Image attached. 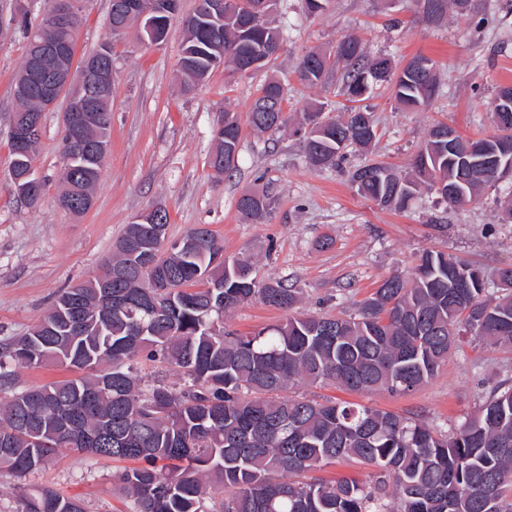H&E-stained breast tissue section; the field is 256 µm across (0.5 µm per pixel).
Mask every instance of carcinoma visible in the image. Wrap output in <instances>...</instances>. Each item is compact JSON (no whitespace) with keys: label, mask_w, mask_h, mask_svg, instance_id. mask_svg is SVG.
Returning a JSON list of instances; mask_svg holds the SVG:
<instances>
[{"label":"carcinoma","mask_w":512,"mask_h":512,"mask_svg":"<svg viewBox=\"0 0 512 512\" xmlns=\"http://www.w3.org/2000/svg\"><path fill=\"white\" fill-rule=\"evenodd\" d=\"M234 21L186 15L179 80L191 91L215 68L237 71L244 57L282 46L276 16L245 27L249 0H228ZM453 8L460 18L478 13L476 0H444L423 19L441 25ZM80 14L67 31L25 20V39L42 37L75 48ZM355 36L332 51L310 50L298 65L300 81L325 83L343 68L341 89L352 106L336 116L322 108L297 117L306 158L314 167L334 165L345 150L366 148L378 136L363 105L372 86H393L404 108H424L437 92L435 62L413 56L397 71L380 68ZM284 89L268 81L248 113L258 131L288 122ZM494 130L474 139L440 140L433 126L408 170L373 162L350 173L357 193L381 208L408 210L421 188L450 207L475 201L493 187L495 171L512 163V106L492 109ZM216 153L229 160L239 149L241 126L232 112L215 131ZM98 179L75 181L64 170L58 199L83 204ZM242 217L262 224L269 193L246 190ZM155 225L128 224L112 266L138 272L136 242ZM192 232L196 251H160L154 268L135 277H112L105 289L89 280L63 292L26 336L0 341V390L14 383L18 367L56 364L80 376L17 391L0 400V469L20 476L43 468L61 449H92L95 457L131 461L115 473L126 512H512V385H500L453 431L419 419L349 402L288 398L290 385L334 384L346 390L407 395L448 361L461 338L475 336L512 346V267L502 269L501 295L486 299L478 267L443 252L425 250L404 274L385 279L348 317L298 312L282 323L241 335L224 327V315L252 298L284 311L299 291L284 282L258 283L248 258L224 257V244L205 224ZM166 300L159 316L149 295ZM144 357L177 368L176 389L144 386L133 363ZM373 468L375 482L354 478L300 482L295 477L342 458ZM21 512H85L78 497L48 486L20 495Z\"/></svg>","instance_id":"cac0c4a2"}]
</instances>
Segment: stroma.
<instances>
[{
	"label": "stroma",
	"mask_w": 512,
	"mask_h": 512,
	"mask_svg": "<svg viewBox=\"0 0 512 512\" xmlns=\"http://www.w3.org/2000/svg\"><path fill=\"white\" fill-rule=\"evenodd\" d=\"M75 56L112 46L111 148L83 216L61 209L56 195L64 171L63 109L44 113L35 169L43 198L29 206L10 186L9 131L16 103L11 87L26 44L15 16H40L48 0H0V339L29 333L65 289L100 273L126 224L155 208L168 217V240L205 224L224 243V253L251 259L258 281L282 280L301 289L300 307L333 315L355 313L381 282L412 266L425 249L443 251L483 268L488 278L512 266V223L500 220L512 182L485 189L479 200L451 209L430 192L405 212L378 208L349 183L361 162L376 159L405 169L428 129L444 122L460 133H491V102L512 85V0H484L481 24L449 17L433 26L414 0H331L312 16L302 0H282L278 22L283 50L262 68L241 75L214 70L193 93H183L176 74L185 38L172 21L159 45L134 34L114 38L110 0H83ZM359 35L369 53L386 54L402 66L417 54L439 66V93L426 109L409 112L388 85L373 88L368 104L378 137L365 151L349 148L340 164L315 168L305 158L293 126L259 134L248 112L269 78L280 80L284 110L296 116L323 103L330 114L343 104L339 85L307 86L296 67L310 48ZM236 113L242 136L231 176L214 173L209 158L224 112ZM247 188L275 198L262 224L244 222L237 199ZM284 311L254 299L224 319L246 333L281 322ZM512 384V347L465 337L438 375L408 395L357 393L334 386L288 388L289 397L331 398L420 417L449 431L473 414L491 389ZM118 463L67 448L38 472L18 476L0 470V512H20L23 487L50 486L79 497L85 512H123L113 482Z\"/></svg>",
	"instance_id": "obj_1"
}]
</instances>
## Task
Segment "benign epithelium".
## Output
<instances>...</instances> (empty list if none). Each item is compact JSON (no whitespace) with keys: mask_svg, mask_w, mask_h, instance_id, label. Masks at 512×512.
<instances>
[{"mask_svg":"<svg viewBox=\"0 0 512 512\" xmlns=\"http://www.w3.org/2000/svg\"><path fill=\"white\" fill-rule=\"evenodd\" d=\"M77 9L76 0H53L45 14V24L51 29H61L71 26L73 12ZM121 9L126 22H136L142 31L144 41L158 43V34L154 20L149 18L150 11L143 8L139 0H123ZM31 65L35 73L41 75L43 92L46 96L45 107L50 109L56 105L62 94L70 90L66 110L64 112L68 141L75 149L64 155L65 163L70 165L76 159L93 157L99 173L102 164L110 150V140L98 137L92 148L82 150L86 130L95 128L103 123L101 105L108 102L112 94V67L106 66L94 57L83 59L79 68H74V54L59 47L52 46L43 40L31 41ZM38 121L25 113H14L10 127V138L15 144L16 158L14 162L22 161L26 155L28 140L35 136ZM40 179L36 176L34 167L14 170L12 190L21 199H30L39 195ZM135 224L155 225L154 239L146 259L156 253V248L166 243L167 233L162 219V212L153 209L137 216Z\"/></svg>","mask_w":512,"mask_h":512,"instance_id":"1","label":"benign epithelium"}]
</instances>
